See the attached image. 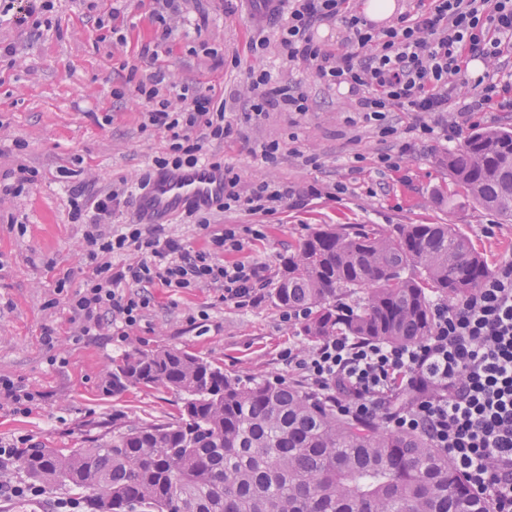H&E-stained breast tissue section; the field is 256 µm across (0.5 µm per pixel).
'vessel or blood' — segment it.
<instances>
[{"label": "vessel or blood", "instance_id": "b4317fda", "mask_svg": "<svg viewBox=\"0 0 512 512\" xmlns=\"http://www.w3.org/2000/svg\"><path fill=\"white\" fill-rule=\"evenodd\" d=\"M224 196V171L208 163L158 171L136 196V217L142 224H165L181 211L205 208Z\"/></svg>", "mask_w": 512, "mask_h": 512}]
</instances>
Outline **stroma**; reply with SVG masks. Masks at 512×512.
Masks as SVG:
<instances>
[{"instance_id": "stroma-1", "label": "stroma", "mask_w": 512, "mask_h": 512, "mask_svg": "<svg viewBox=\"0 0 512 512\" xmlns=\"http://www.w3.org/2000/svg\"><path fill=\"white\" fill-rule=\"evenodd\" d=\"M113 0H57L18 23L0 13V377L34 393L28 411L0 398V446L76 448L112 429L113 423L160 422L177 413L175 393L110 384L113 358L129 349L150 353L186 349L222 364L243 380L280 379L301 384L284 351L306 346L296 326L282 320L273 298L281 261L318 224H454L488 264L512 256V223L476 212L448 174L451 143L436 136L419 142L398 170L379 158L396 150L361 114L354 98L313 70L277 51L250 55L261 35L275 38L280 17L266 16L257 0H179L173 34L157 61L141 50L155 43L154 0H128L112 16ZM156 44V43H155ZM301 84L309 112L269 110L245 119L250 74ZM165 76L159 96L171 110L183 86L199 87L224 103L233 133L206 141L203 150L240 179L266 180L291 193L272 215L237 207L212 208L208 230L177 215L168 231L189 251L208 246L226 225L238 228L244 247L225 262H262L267 282L261 301L240 308L213 288L147 287L149 304L131 333L82 336L67 301L89 272L83 255L84 225L71 218L70 193L93 200L123 183H136L165 156L164 131L147 125L139 85ZM276 142L266 163L255 146ZM31 179L11 194L19 168ZM348 190L336 196V183ZM317 194H308V187ZM58 340L44 342L46 332Z\"/></svg>"}]
</instances>
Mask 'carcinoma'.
<instances>
[{
	"instance_id": "carcinoma-1",
	"label": "carcinoma",
	"mask_w": 512,
	"mask_h": 512,
	"mask_svg": "<svg viewBox=\"0 0 512 512\" xmlns=\"http://www.w3.org/2000/svg\"><path fill=\"white\" fill-rule=\"evenodd\" d=\"M448 171L474 209L512 221V129L475 133ZM490 273L453 224L328 225L288 257L275 299L307 311L310 343H412L431 331L432 298L459 300ZM136 386L177 392V414L114 423L85 448H22L26 476L71 489L86 512H491L426 437L341 418L299 385L243 383L166 348L112 360V392Z\"/></svg>"
}]
</instances>
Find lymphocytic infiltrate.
<instances>
[{"label":"lymphocytic infiltrate","mask_w":512,"mask_h":512,"mask_svg":"<svg viewBox=\"0 0 512 512\" xmlns=\"http://www.w3.org/2000/svg\"><path fill=\"white\" fill-rule=\"evenodd\" d=\"M333 17L350 31L354 50L331 55L314 42L311 28ZM274 42L286 60L302 61L328 85L346 87L355 111L381 138L400 139L388 112L415 114L398 155L380 158L391 170L423 138L438 133L455 141L476 114L512 100V82L495 78L502 57L512 54V0H430L424 10L379 32L351 14L346 0H291ZM471 57L481 58V73H469ZM163 80L155 74L153 88L145 92L152 103L149 124L168 132L171 141L168 157L155 165L195 166L205 160L203 140H224L232 126L215 111L212 96L186 87L179 111H170L158 98ZM465 86L472 96L455 106ZM251 98L257 114L269 108L308 109L303 91L265 70L254 75ZM238 185L237 177L227 178L223 209L268 215L288 197L265 180L244 191ZM127 194L118 187L90 203L76 194L69 200L72 219L87 224L84 240L92 263L68 300L81 335L95 336L115 324L135 326L147 306L138 290L153 284L218 288L224 301L240 308L258 302L265 265L219 258L221 252L242 249L235 227L213 237L211 249L191 254L163 225L113 228L112 215ZM431 316V334L413 343L339 335L309 349L288 350L285 359L311 390L334 398L339 415L425 436L448 455L470 490L488 500L492 512H512V259L499 260L466 297L434 302ZM403 392L413 401L396 407L394 400Z\"/></svg>","instance_id":"obj_1"}]
</instances>
